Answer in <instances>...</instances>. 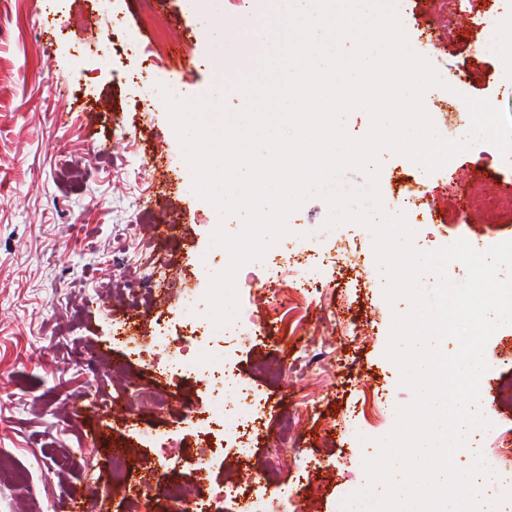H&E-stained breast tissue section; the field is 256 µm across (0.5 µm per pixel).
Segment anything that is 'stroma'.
Here are the masks:
<instances>
[{
	"label": "stroma",
	"mask_w": 512,
	"mask_h": 512,
	"mask_svg": "<svg viewBox=\"0 0 512 512\" xmlns=\"http://www.w3.org/2000/svg\"><path fill=\"white\" fill-rule=\"evenodd\" d=\"M50 0H0V470L19 469L26 483L0 487V512H70L86 501L92 512H128L131 499L112 489V457L126 455L133 479L141 480L145 512H167L161 486L181 484L188 499L209 486L252 484L256 473L287 465V485L260 491L264 512L289 501L295 512H342L361 487L350 463L373 452L374 441L395 425L398 407L413 392L387 348L394 313L406 300L388 304L371 231L347 223L325 229V200L308 199L288 219L281 238L297 255L308 278L326 295L303 313L274 320L264 336L224 346V330L208 316L205 294L224 268L223 248L212 245L217 226L239 233L243 218H220L192 188V173L165 105L143 111L139 102L159 88L175 98H216L224 81L216 59L228 33L254 29L268 16L269 0H152L178 41L193 55L194 82L182 80L177 63L154 68L149 82L133 83L142 59L115 51L105 59L78 56L66 30L45 12ZM88 15L120 14L127 41L149 46L140 0H84ZM411 49L435 68L440 86L430 88L425 108L437 133L449 140L469 137L466 97L489 100L512 112V76L502 52H481L493 37L485 18L498 0H461L456 29L436 14L432 0H397ZM223 25H216V14ZM437 40L428 43L426 33ZM77 112L68 127L55 123L65 101ZM379 191L386 211L405 214L414 245L429 252L456 240L484 250L512 240V212L496 196L512 170L482 159L474 150L430 172L389 151L380 155ZM417 174L418 191L408 196L402 177ZM165 197L156 214L177 227L156 241L137 221L144 197ZM357 251L355 267L330 259L338 245ZM172 269L165 302L154 307L127 298L136 266L155 251ZM164 318L166 335L189 346L206 344L210 356L229 355L242 382L266 403L265 417L239 455L203 456L198 432L186 421L191 407H207L218 394L203 368L176 367L155 373L134 345L115 340L118 322L142 321L145 335ZM357 325L347 339L342 326ZM489 365L480 381L487 409L479 451L493 462L503 437L512 438V324L488 341ZM166 395L160 410L134 401L102 413L118 395L113 367ZM384 390L381 422L354 408L364 396ZM320 410L282 436L283 420L300 414L306 399ZM177 439L182 463L159 465L156 439ZM206 457L204 472L191 459Z\"/></svg>",
	"instance_id": "obj_1"
}]
</instances>
